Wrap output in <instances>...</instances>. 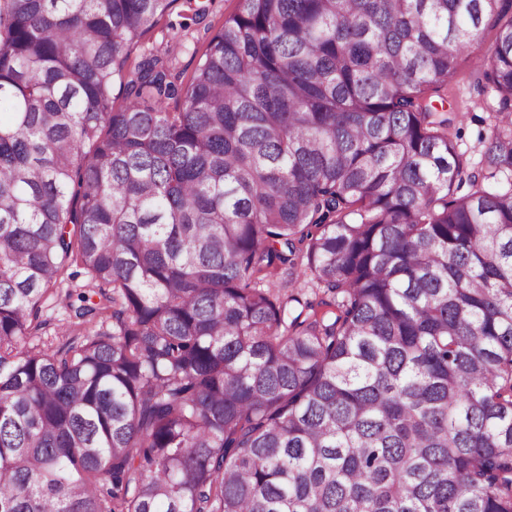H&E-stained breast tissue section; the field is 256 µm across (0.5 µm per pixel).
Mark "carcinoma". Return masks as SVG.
I'll list each match as a JSON object with an SVG mask.
<instances>
[{
	"instance_id": "carcinoma-1",
	"label": "carcinoma",
	"mask_w": 512,
	"mask_h": 512,
	"mask_svg": "<svg viewBox=\"0 0 512 512\" xmlns=\"http://www.w3.org/2000/svg\"><path fill=\"white\" fill-rule=\"evenodd\" d=\"M177 2L0 0V512H512V0ZM180 0L173 13L163 17L139 44L131 49L130 64L141 60L144 54H158L178 84L185 85L191 78L204 53L211 34L224 20L238 12L239 0ZM206 9L200 17L195 13ZM470 63L461 62V73L458 79L448 86L445 101L435 97L434 105L440 112H458L456 128L461 131L459 139L460 150L466 153L472 166L477 169L481 160V135L486 136L490 125L494 122L492 111L487 108V102H492V93L474 87L469 78ZM41 315L42 319H46L50 323L48 329L52 334L54 331L60 332L62 329H66L69 321H75L71 317L70 311L52 294V291L42 303Z\"/></svg>"
}]
</instances>
